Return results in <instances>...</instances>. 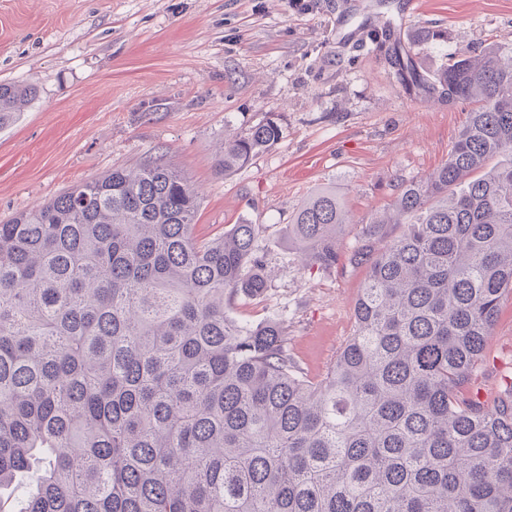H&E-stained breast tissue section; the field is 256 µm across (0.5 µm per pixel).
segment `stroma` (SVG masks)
<instances>
[{
	"label": "stroma",
	"instance_id": "stroma-1",
	"mask_svg": "<svg viewBox=\"0 0 512 512\" xmlns=\"http://www.w3.org/2000/svg\"><path fill=\"white\" fill-rule=\"evenodd\" d=\"M437 40L414 45L420 28ZM512 44V0H418L398 51L434 73L451 57ZM391 47L342 41L336 0H0V84L37 96L0 127V224L117 167L161 160L200 199L206 242L261 225L270 286L238 301L241 322H284L287 347L322 379L351 336L367 264L353 265L366 224L392 211L393 186L448 160L472 103L406 89ZM282 138L230 174L227 138L265 119ZM335 189L349 224L336 268H305L288 224L315 191ZM512 383V293H505L474 386L494 403Z\"/></svg>",
	"mask_w": 512,
	"mask_h": 512
}]
</instances>
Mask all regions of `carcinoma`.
Instances as JSON below:
<instances>
[{
    "label": "carcinoma",
    "mask_w": 512,
    "mask_h": 512,
    "mask_svg": "<svg viewBox=\"0 0 512 512\" xmlns=\"http://www.w3.org/2000/svg\"><path fill=\"white\" fill-rule=\"evenodd\" d=\"M405 85L474 104L448 162L366 226L356 329L312 382L283 324L235 321L268 289L260 225L194 235L200 202L159 160L0 224V512H512V386L469 395L512 290V47ZM37 95L0 84V126ZM282 136L224 140L229 174ZM347 216L315 191L288 224L330 269ZM403 232L371 253L370 242Z\"/></svg>",
    "instance_id": "carcinoma-1"
}]
</instances>
